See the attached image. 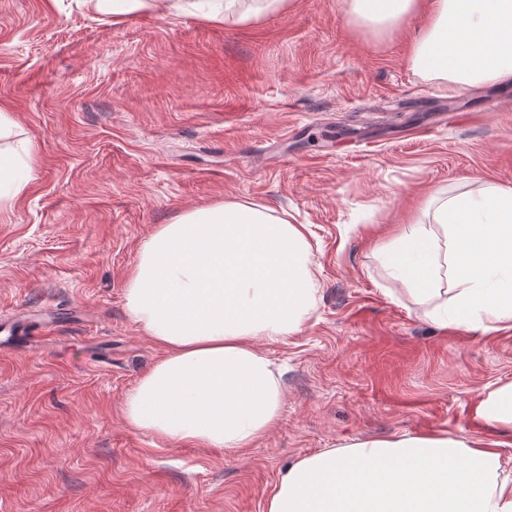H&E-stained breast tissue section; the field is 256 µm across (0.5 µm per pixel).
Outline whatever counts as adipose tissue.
<instances>
[{
  "instance_id": "obj_1",
  "label": "adipose tissue",
  "mask_w": 512,
  "mask_h": 512,
  "mask_svg": "<svg viewBox=\"0 0 512 512\" xmlns=\"http://www.w3.org/2000/svg\"><path fill=\"white\" fill-rule=\"evenodd\" d=\"M119 17L190 13L221 23L288 0H89ZM378 31L427 14L412 44L421 71L452 88L512 80V0H350ZM33 178L30 159L0 153V203ZM378 247L388 277L442 328L512 330V187L491 183L423 203ZM306 227L229 201L159 225L127 280L129 318L166 352L128 396L135 428L172 443L237 452L279 421L281 373L261 349L299 332L317 302ZM483 436L431 430L357 439L292 462L266 512H512V383L477 395Z\"/></svg>"
}]
</instances>
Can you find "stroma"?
I'll return each instance as SVG.
<instances>
[{
    "mask_svg": "<svg viewBox=\"0 0 512 512\" xmlns=\"http://www.w3.org/2000/svg\"><path fill=\"white\" fill-rule=\"evenodd\" d=\"M348 0L221 24L79 0H0V108L35 178L0 204V512H265L298 457L355 439L479 432L512 331L439 329L376 244L424 198L512 187V82L416 70L424 16L378 32ZM258 203L307 225L318 302L265 351L277 426L237 453L172 445L124 405L165 352L128 317L145 239L187 210ZM30 316L34 342L14 335Z\"/></svg>",
    "mask_w": 512,
    "mask_h": 512,
    "instance_id": "35a3bbf8",
    "label": "stroma"
}]
</instances>
